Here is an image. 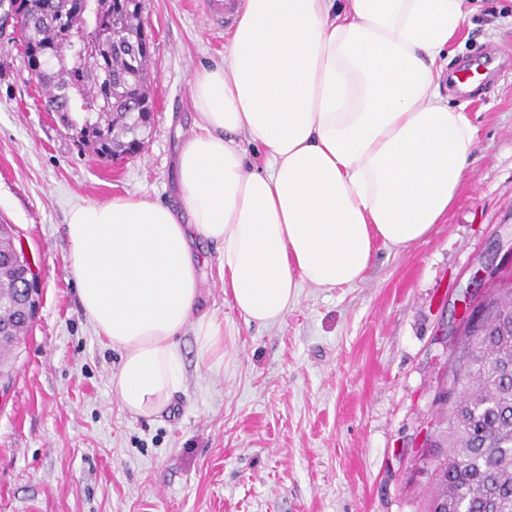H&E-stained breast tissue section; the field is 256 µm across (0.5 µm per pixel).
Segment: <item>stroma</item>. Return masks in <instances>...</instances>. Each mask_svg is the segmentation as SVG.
Segmentation results:
<instances>
[{
	"label": "stroma",
	"mask_w": 512,
	"mask_h": 512,
	"mask_svg": "<svg viewBox=\"0 0 512 512\" xmlns=\"http://www.w3.org/2000/svg\"><path fill=\"white\" fill-rule=\"evenodd\" d=\"M447 74L479 68L466 102L478 144L446 219L408 249L376 247L352 287L303 286L278 323L246 324L199 241L202 307L224 318L227 355L199 362L158 414L124 411L121 354L96 336L67 269L76 203L145 198L179 207L175 160L197 114L195 70L224 59L207 0H143L151 121L117 161L80 148L43 111L16 53L0 51V222L33 257L41 305L0 392V512H421L423 432L460 341L475 261L507 268L512 224V0H475Z\"/></svg>",
	"instance_id": "1"
}]
</instances>
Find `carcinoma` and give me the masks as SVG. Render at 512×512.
<instances>
[{"mask_svg":"<svg viewBox=\"0 0 512 512\" xmlns=\"http://www.w3.org/2000/svg\"><path fill=\"white\" fill-rule=\"evenodd\" d=\"M83 0H0L18 15L13 44L21 68L36 59L51 63L37 72L41 106L57 115L77 142L104 159L136 152L149 125L148 61L151 50L133 51L125 31L140 23L141 0H106L114 14L112 37L88 57L68 29L82 27ZM13 237H0V330L8 340L0 360L29 335L35 316L20 288L26 271L13 260ZM448 415L434 424L423 460L430 494L423 512H512V291L486 299L483 315L466 325L450 377L436 395Z\"/></svg>","mask_w":512,"mask_h":512,"instance_id":"carcinoma-1","label":"carcinoma"}]
</instances>
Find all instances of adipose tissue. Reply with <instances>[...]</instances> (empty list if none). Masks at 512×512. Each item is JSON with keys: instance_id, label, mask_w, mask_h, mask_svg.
Returning a JSON list of instances; mask_svg holds the SVG:
<instances>
[{"instance_id": "adipose-tissue-1", "label": "adipose tissue", "mask_w": 512, "mask_h": 512, "mask_svg": "<svg viewBox=\"0 0 512 512\" xmlns=\"http://www.w3.org/2000/svg\"><path fill=\"white\" fill-rule=\"evenodd\" d=\"M471 0H243L223 63L197 70L200 120L177 161L182 211L141 198L78 203L68 270L102 341L122 354L112 384L151 416L182 382L176 336L224 359V320L199 312L195 237L218 243L224 293L270 326L303 285L362 281L375 244L424 240L454 203L476 149L440 59ZM266 165L249 169L248 147Z\"/></svg>"}]
</instances>
